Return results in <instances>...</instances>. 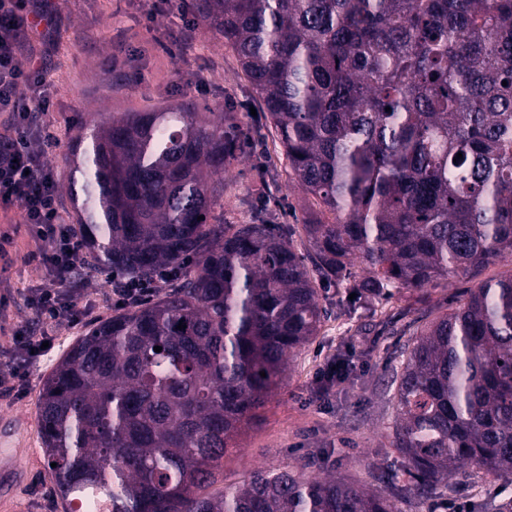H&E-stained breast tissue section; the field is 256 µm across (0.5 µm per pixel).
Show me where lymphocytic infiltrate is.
Segmentation results:
<instances>
[{"label": "lymphocytic infiltrate", "mask_w": 512, "mask_h": 512, "mask_svg": "<svg viewBox=\"0 0 512 512\" xmlns=\"http://www.w3.org/2000/svg\"><path fill=\"white\" fill-rule=\"evenodd\" d=\"M56 14L54 0H0V112L10 118L8 133L0 135V202L21 212L39 241L30 258L49 272L26 296L41 331H17L18 359L0 367V384L17 388L25 367L44 356V343H55L61 328L77 326L84 315L66 291L83 266L81 249L59 207L55 174L46 162L58 141L41 121L51 107L47 69L25 52L37 26Z\"/></svg>", "instance_id": "obj_1"}]
</instances>
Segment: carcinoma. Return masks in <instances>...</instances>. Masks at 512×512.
<instances>
[{
    "label": "carcinoma",
    "instance_id": "obj_1",
    "mask_svg": "<svg viewBox=\"0 0 512 512\" xmlns=\"http://www.w3.org/2000/svg\"><path fill=\"white\" fill-rule=\"evenodd\" d=\"M188 7L236 53L292 180L334 215L303 225L321 275L372 299L512 259V0ZM238 138L226 113L192 102L81 123L91 266L175 283L94 324L45 379L38 422L58 497L104 512H396L465 465L511 476L512 276L403 331L391 378L403 473L378 470L367 489L256 469L207 492L325 317L306 256L275 225L224 223Z\"/></svg>",
    "mask_w": 512,
    "mask_h": 512
}]
</instances>
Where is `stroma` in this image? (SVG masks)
<instances>
[{"mask_svg": "<svg viewBox=\"0 0 512 512\" xmlns=\"http://www.w3.org/2000/svg\"><path fill=\"white\" fill-rule=\"evenodd\" d=\"M153 0H59L60 13L50 43L34 41L32 52L44 59L53 79V107L43 117L59 132L49 149L68 223L76 212L68 191L69 155L77 120L93 122L111 112L151 111L193 101L210 112H229L239 127L241 151L224 172V221L246 224L263 218L278 225L298 252L311 253L303 227L327 221L321 206L289 178L288 159L236 53L214 39L205 24L196 29L195 54L182 56L170 30L181 27L178 15L154 23L146 16ZM13 239L12 263L0 274V364L12 334L35 326L39 318L26 304V289L39 285L46 271L27 261L35 248L19 210L0 203V233ZM512 275V263L499 261L458 274L421 290L393 288L383 300V317H372L368 304L348 305L344 282L317 283L327 316L313 340L292 354L282 380L254 418L242 429L236 449L217 473L216 489L240 483L257 468H304L307 476L332 473L355 485L373 483L375 465L402 471L405 460L390 446L397 417L395 390L388 381L403 360L400 329L424 325L463 305L471 290L493 278ZM73 288L86 313L81 323L62 330L59 344L30 369L28 385L17 395L0 388V415L13 414L26 434L38 438L37 403L53 367L93 323L118 309L112 283L83 271ZM345 357L353 367L346 382L326 397L316 378L331 358ZM27 479L14 492L10 512H63L55 484L45 469L41 447L30 448ZM512 505V477L475 474L454 489H438L430 501L400 502V512H485L487 505Z\"/></svg>", "mask_w": 512, "mask_h": 512, "instance_id": "stroma-1", "label": "stroma"}]
</instances>
